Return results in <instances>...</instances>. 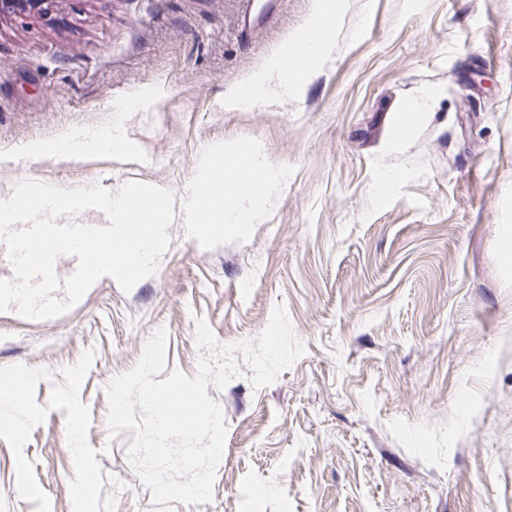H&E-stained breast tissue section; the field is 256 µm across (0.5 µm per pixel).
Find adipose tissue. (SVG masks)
Listing matches in <instances>:
<instances>
[{"instance_id":"adipose-tissue-1","label":"adipose tissue","mask_w":512,"mask_h":512,"mask_svg":"<svg viewBox=\"0 0 512 512\" xmlns=\"http://www.w3.org/2000/svg\"><path fill=\"white\" fill-rule=\"evenodd\" d=\"M344 4L345 0H318L302 38L289 52L273 55L259 71L226 94L225 108L235 109L247 101L298 95L306 73L331 53V34ZM282 179V172L264 161L255 142L236 140L207 146L192 185L182 198L183 221L195 224L203 218L220 232L256 223L264 201ZM202 188L208 198L200 208L195 196Z\"/></svg>"}]
</instances>
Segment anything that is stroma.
<instances>
[{
  "instance_id": "stroma-1",
  "label": "stroma",
  "mask_w": 512,
  "mask_h": 512,
  "mask_svg": "<svg viewBox=\"0 0 512 512\" xmlns=\"http://www.w3.org/2000/svg\"><path fill=\"white\" fill-rule=\"evenodd\" d=\"M280 0L253 37L243 0H51L0 15V198L160 185L204 148L261 144L286 178L261 223L193 243L181 216L154 275L100 278L61 316L0 312V512H156L111 435L106 387L166 329L194 376L197 319L256 341L284 304L306 353L270 385L208 386L228 428L208 503L170 512H512V0H348L299 96H224L306 29ZM143 96L148 106L121 111ZM428 100L410 133L399 110ZM122 123L138 151L33 159V144Z\"/></svg>"
}]
</instances>
